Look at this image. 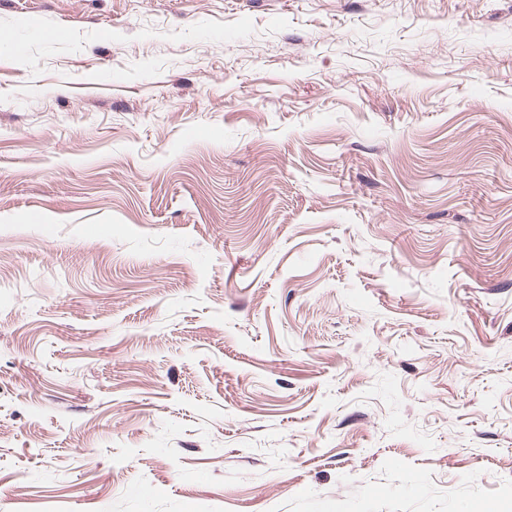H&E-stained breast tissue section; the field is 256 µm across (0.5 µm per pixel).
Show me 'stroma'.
I'll return each instance as SVG.
<instances>
[{
    "label": "stroma",
    "mask_w": 512,
    "mask_h": 512,
    "mask_svg": "<svg viewBox=\"0 0 512 512\" xmlns=\"http://www.w3.org/2000/svg\"><path fill=\"white\" fill-rule=\"evenodd\" d=\"M0 512H512V0H0Z\"/></svg>",
    "instance_id": "stroma-1"
}]
</instances>
